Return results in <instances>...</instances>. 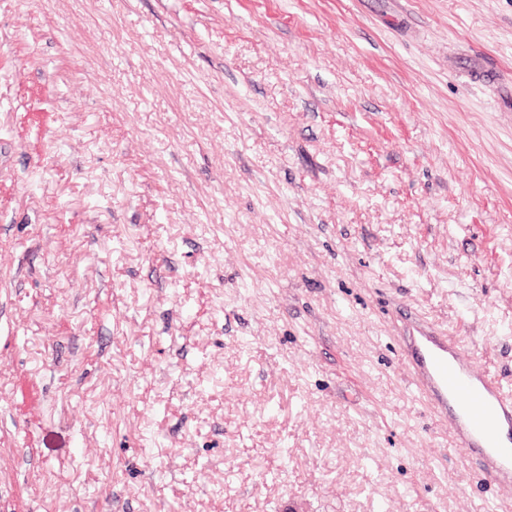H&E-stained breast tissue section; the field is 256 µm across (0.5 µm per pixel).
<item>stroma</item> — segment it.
Here are the masks:
<instances>
[{"label":"stroma","instance_id":"1","mask_svg":"<svg viewBox=\"0 0 512 512\" xmlns=\"http://www.w3.org/2000/svg\"><path fill=\"white\" fill-rule=\"evenodd\" d=\"M402 307L512 386V0H0V512H512Z\"/></svg>","mask_w":512,"mask_h":512}]
</instances>
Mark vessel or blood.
Returning <instances> with one entry per match:
<instances>
[{
    "instance_id": "1",
    "label": "vessel or blood",
    "mask_w": 512,
    "mask_h": 512,
    "mask_svg": "<svg viewBox=\"0 0 512 512\" xmlns=\"http://www.w3.org/2000/svg\"><path fill=\"white\" fill-rule=\"evenodd\" d=\"M402 339L413 384L447 419L453 440L478 465L482 482H512V389L461 360L455 342L424 324Z\"/></svg>"
}]
</instances>
